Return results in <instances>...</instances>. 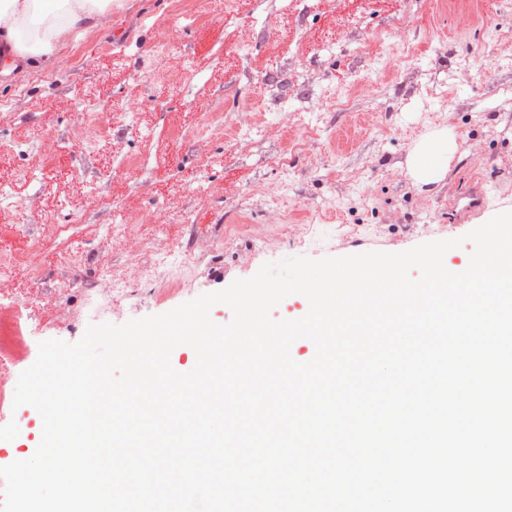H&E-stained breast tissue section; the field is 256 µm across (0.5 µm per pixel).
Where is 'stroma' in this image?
Masks as SVG:
<instances>
[{
  "instance_id": "obj_1",
  "label": "stroma",
  "mask_w": 512,
  "mask_h": 512,
  "mask_svg": "<svg viewBox=\"0 0 512 512\" xmlns=\"http://www.w3.org/2000/svg\"><path fill=\"white\" fill-rule=\"evenodd\" d=\"M189 3L125 0L111 37L69 47V70L0 89V244L26 261L10 229L29 224L86 251L37 283L45 318L62 302L77 314L63 341L89 325L101 269L130 278L154 252L183 288L138 286L125 319L267 263L403 252L512 211V0ZM446 126L458 151L419 189L412 143Z\"/></svg>"
}]
</instances>
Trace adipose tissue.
I'll return each mask as SVG.
<instances>
[{
	"mask_svg": "<svg viewBox=\"0 0 512 512\" xmlns=\"http://www.w3.org/2000/svg\"><path fill=\"white\" fill-rule=\"evenodd\" d=\"M116 0H0V85L24 73L67 66L65 48L91 32L112 29ZM457 150L439 131L410 151L409 174L417 186L440 182Z\"/></svg>",
	"mask_w": 512,
	"mask_h": 512,
	"instance_id": "ef3b65f1",
	"label": "adipose tissue"
}]
</instances>
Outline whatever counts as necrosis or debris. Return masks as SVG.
I'll return each mask as SVG.
<instances>
[{"label":"necrosis or debris","instance_id":"obj_1","mask_svg":"<svg viewBox=\"0 0 512 512\" xmlns=\"http://www.w3.org/2000/svg\"><path fill=\"white\" fill-rule=\"evenodd\" d=\"M81 261L78 248L59 254L38 244L28 263L20 266L0 248V445H10L31 425L29 411L14 409L13 399L20 374L30 366L32 335L64 330L72 321L65 303L59 304L53 320H46L29 284L44 275L47 263L76 266Z\"/></svg>","mask_w":512,"mask_h":512}]
</instances>
